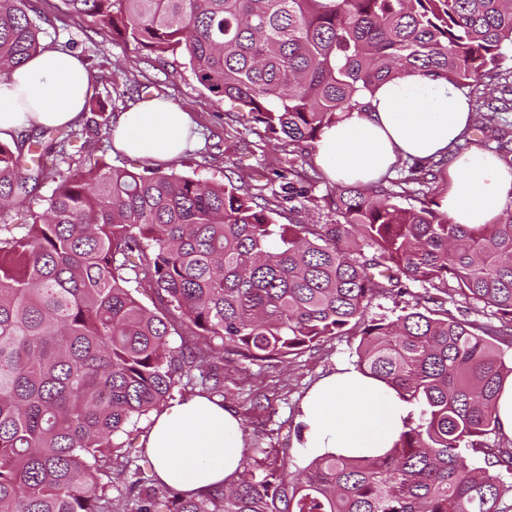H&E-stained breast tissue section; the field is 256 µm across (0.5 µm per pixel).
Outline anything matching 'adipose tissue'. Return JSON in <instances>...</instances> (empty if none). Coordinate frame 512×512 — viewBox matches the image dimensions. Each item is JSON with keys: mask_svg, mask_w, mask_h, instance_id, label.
<instances>
[{"mask_svg": "<svg viewBox=\"0 0 512 512\" xmlns=\"http://www.w3.org/2000/svg\"><path fill=\"white\" fill-rule=\"evenodd\" d=\"M93 81L76 53L46 48L0 76V140L22 131L78 123ZM371 109L351 111L326 127L315 161L330 179L369 185L401 160L449 157L451 185L441 206L458 224H488L512 204V167L471 147L456 155L471 124L470 97L445 79L413 74L379 85ZM193 129L189 112L158 98L123 113L115 150L169 161ZM412 412L384 383L349 366L320 379L298 419V447L323 455L379 456L392 448ZM145 436L159 482L190 493L232 483L242 471L239 417L202 396L155 413Z\"/></svg>", "mask_w": 512, "mask_h": 512, "instance_id": "obj_1", "label": "adipose tissue"}]
</instances>
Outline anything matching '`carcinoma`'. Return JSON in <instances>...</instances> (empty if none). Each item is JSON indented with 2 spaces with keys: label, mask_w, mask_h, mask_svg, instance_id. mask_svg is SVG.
I'll return each instance as SVG.
<instances>
[{
  "label": "carcinoma",
  "mask_w": 512,
  "mask_h": 512,
  "mask_svg": "<svg viewBox=\"0 0 512 512\" xmlns=\"http://www.w3.org/2000/svg\"><path fill=\"white\" fill-rule=\"evenodd\" d=\"M65 2L158 60L180 50L200 85L301 159L380 83L427 72L475 87L512 49V0ZM40 33L27 0H0V74ZM511 109L475 99L489 124ZM77 138L67 126L25 139L29 165L0 142V210L55 183L0 236V512H157L160 496L167 512H512L496 417L512 375V206L456 224L431 197L440 162L414 161L399 179L327 191L324 224H278L259 193L86 164ZM141 288L162 311L140 306ZM402 294L403 314L367 318ZM480 304L486 321L452 311ZM350 333L355 366L417 410L384 455L291 471L259 448L234 484L193 494L144 477L114 497L101 482L127 467L129 425L174 387L223 394L207 353L279 361Z\"/></svg>",
  "instance_id": "carcinoma-1"
}]
</instances>
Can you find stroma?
Listing matches in <instances>:
<instances>
[{
    "instance_id": "1",
    "label": "stroma",
    "mask_w": 512,
    "mask_h": 512,
    "mask_svg": "<svg viewBox=\"0 0 512 512\" xmlns=\"http://www.w3.org/2000/svg\"><path fill=\"white\" fill-rule=\"evenodd\" d=\"M28 9L42 28L41 46L78 53L94 78L96 95L107 103L106 124L89 138L83 158L103 159L133 171L146 167V160L116 152L112 146L117 117L138 102L134 87L145 83L150 96L171 100L192 114L195 140L176 162V172L203 182L230 179L248 187L264 166L308 171V163L291 160L262 126L246 121L236 104L214 97L198 84L182 54H169L164 63H155L146 50L108 36L90 17L71 13L64 0H28ZM328 185V179H321L308 197L285 203L281 181L274 177L262 195L275 209L276 223L323 224L329 214L321 197ZM357 343L350 334L328 338L316 349L281 363L225 359L221 402L240 417L247 450L273 448L290 467H305L311 452L293 444L301 403L322 377L353 363Z\"/></svg>"
}]
</instances>
